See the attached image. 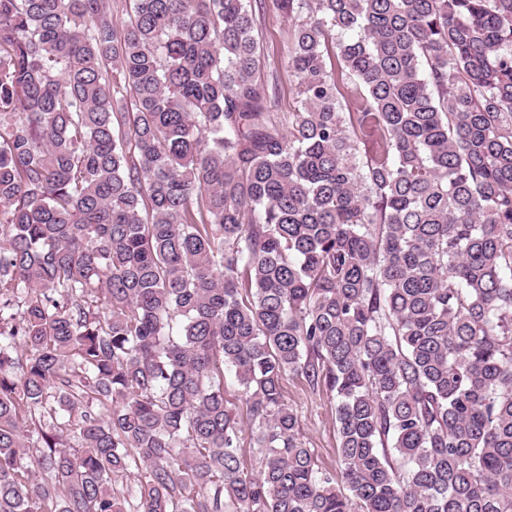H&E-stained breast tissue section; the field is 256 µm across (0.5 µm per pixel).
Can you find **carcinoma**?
<instances>
[{"label":"carcinoma","instance_id":"obj_1","mask_svg":"<svg viewBox=\"0 0 512 512\" xmlns=\"http://www.w3.org/2000/svg\"><path fill=\"white\" fill-rule=\"evenodd\" d=\"M124 2L0 0V512H512V0H274L289 112L251 0ZM271 0L253 2L260 44H263L265 64L262 75L269 83L275 82L279 89L278 110L288 112L295 105V92L292 90L283 56L288 43V21L278 16L272 9ZM259 8L257 7V5ZM224 395L225 398L228 401H230V403H232V406L235 408V411L237 412L240 423L245 428L246 439L243 445V452L247 460L249 469L256 473L260 469V456L258 454L257 448H250L249 445V440L247 436L248 427L251 421L249 408L247 406L244 396H242L241 388L236 382L234 375L227 370H224ZM284 399L297 413L303 439L313 448L319 468L340 471L337 452L336 401L325 391H312L299 377L286 375L283 380Z\"/></svg>","mask_w":512,"mask_h":512}]
</instances>
